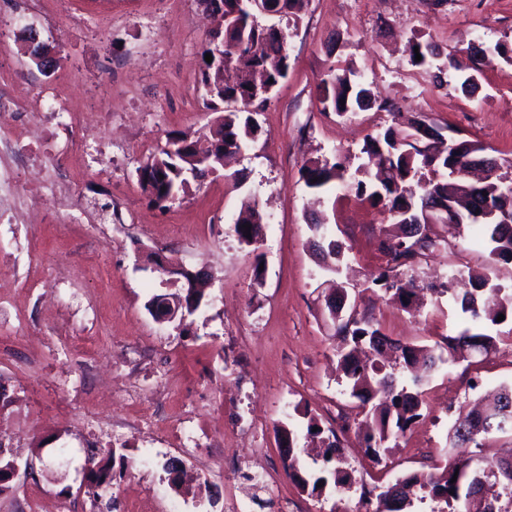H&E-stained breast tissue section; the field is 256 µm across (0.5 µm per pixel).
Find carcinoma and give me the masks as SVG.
Listing matches in <instances>:
<instances>
[{"instance_id": "carcinoma-1", "label": "carcinoma", "mask_w": 512, "mask_h": 512, "mask_svg": "<svg viewBox=\"0 0 512 512\" xmlns=\"http://www.w3.org/2000/svg\"><path fill=\"white\" fill-rule=\"evenodd\" d=\"M224 8V65L234 71L232 81H224V92L203 95L207 109L219 113L218 124L209 133L198 137L177 134L169 139L168 148L147 158L138 168L139 184L150 202L165 207L186 194L191 180L181 173L187 159L196 160L199 171L222 170L220 156L211 152L210 145L224 142V152L239 151L254 141L258 127L253 112L232 106L244 99H255L263 104L268 94L286 78L289 57L284 41L265 30L255 21H246L235 15L238 0H219ZM488 59V51L482 47L467 49L466 59L448 55V67L459 73L460 87L467 95L478 87L477 73ZM324 89L322 103L339 116L363 111L377 103L375 94L365 84L356 80L351 67H331L321 79ZM379 108L392 117V124L382 132L367 137L362 152L379 156L378 169L371 173L356 170L350 179L344 178L341 163L330 164L317 158L308 160L301 168V176L307 187L315 190L330 189L341 182L356 198L372 205H381L392 214L400 229L396 242L381 248L392 250L387 267L396 270L412 265L411 259L419 254L427 256L440 247L437 239L427 233L429 216L423 212V197L433 190H440L450 197L467 199L473 208L495 197L502 187L504 174L491 173L486 180L474 185L465 179L448 182L445 174L456 165H467L468 151L481 152L484 147L463 140L462 152L448 156V148L442 142L420 134L422 120L408 118L399 108L382 103ZM249 216L235 223V233L240 242L251 245L257 241L264 221L258 205L248 207ZM251 225V237H246L243 225ZM490 245L489 264L512 263V230L494 216L484 224ZM372 283L394 292L405 303L420 300L428 292L460 306L471 326L457 336H446L431 348L414 344L393 342V347L383 350L382 341L390 340L373 320L358 312L352 305L346 314L336 316V335L340 345L336 347L338 367L350 396L367 402L382 391L386 394L384 408H371L365 412L358 430L368 453L378 459L380 454L393 445L421 416L423 405L421 386L423 381L414 375L409 382L397 383L398 377L412 372L418 359L437 369L441 364L450 366L459 362L457 354L461 340L476 345L474 352L488 355L497 349L496 337L482 332L487 325H499L498 315L504 322L512 323V289L494 282L490 273L473 274L468 279L453 278L445 284L420 286L413 280L389 278L385 273L372 279ZM512 440V385L500 389L493 404L476 406L466 416H456L448 424V454L450 463L440 472L417 471L406 478L405 483L416 487L420 499L430 498L439 504L435 512H467L470 500L480 496L485 501L483 512H512V464L502 460H487L479 454L484 442L493 438ZM88 472V490L96 500L111 482L109 463L95 461ZM299 486L311 492H322L328 483L337 491L349 490L356 484L351 473L336 468L330 476L320 475L314 481L294 473ZM456 482H451V479ZM359 501L362 505L375 506L372 512H403L389 496L388 489L374 492L360 486Z\"/></svg>"}]
</instances>
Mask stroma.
<instances>
[{"instance_id":"stroma-1","label":"stroma","mask_w":512,"mask_h":512,"mask_svg":"<svg viewBox=\"0 0 512 512\" xmlns=\"http://www.w3.org/2000/svg\"><path fill=\"white\" fill-rule=\"evenodd\" d=\"M213 17L199 0H15L0 10V86L24 82L29 117L55 127L52 100L66 103L97 144L110 172L85 166L70 139L57 135L42 165L26 167L15 189L40 179L70 196L41 201V220L0 226V429L18 476L0 486V512H29L30 493L72 512H228L239 494L237 474L252 460V432L265 453L256 462L274 481L288 512H365L355 491L301 490L282 455L283 429L301 447L302 475L318 472L320 441L309 419L335 431L357 482L386 486L448 460V407L478 398L470 381L512 384V328L487 326L495 352L433 372L423 390L422 416L381 462L361 448L357 399L338 384L336 326L326 308L333 281L360 292L362 312L393 339L434 345L465 327L458 306L429 301L421 310L388 299L372 279L386 267L379 243L392 233L382 207L344 190L314 191L301 178L312 158L355 171L367 135L389 126L371 108L338 116L324 108L321 80L330 66H352L380 98L406 115L460 135L498 161H512V63L492 56L464 94L454 72L444 85L435 65H412L410 40L431 41L441 55L471 43L512 49V0H306L284 17L290 68L259 107L260 132L224 175L194 183L161 209L148 203L136 169L177 133H207L216 118L204 108L200 74ZM56 47L49 69L24 52L27 30ZM243 173L234 184L230 173ZM258 201L265 223L259 242L241 243L234 222L246 198ZM112 203L121 223L101 220L95 203ZM329 224L349 268L334 276L316 258L311 212ZM446 247L404 274L433 282L466 253L465 269L489 261L480 226L452 236L429 227ZM94 243L97 258L77 261L74 246ZM211 275L202 307L185 320L155 321L147 306L178 294L180 282L153 268L154 256ZM94 337L95 371L72 364L74 343ZM155 416L137 426L132 403ZM206 427L194 448L176 447L174 425ZM113 450L109 499L92 502L85 461Z\"/></svg>"}]
</instances>
